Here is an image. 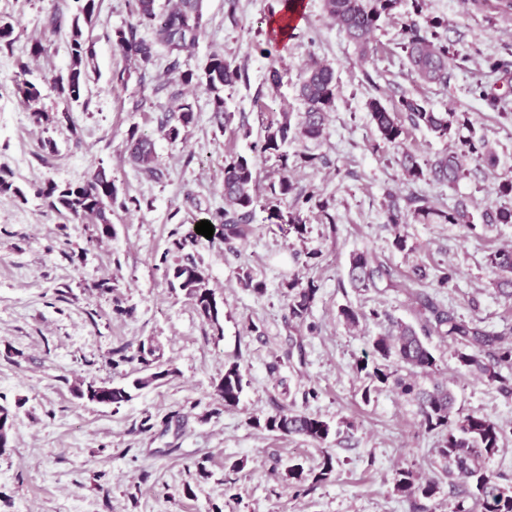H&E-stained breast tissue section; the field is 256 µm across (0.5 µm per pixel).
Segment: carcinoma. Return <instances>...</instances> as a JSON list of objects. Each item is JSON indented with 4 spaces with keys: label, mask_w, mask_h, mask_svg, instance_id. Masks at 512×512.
Returning a JSON list of instances; mask_svg holds the SVG:
<instances>
[{
    "label": "carcinoma",
    "mask_w": 512,
    "mask_h": 512,
    "mask_svg": "<svg viewBox=\"0 0 512 512\" xmlns=\"http://www.w3.org/2000/svg\"><path fill=\"white\" fill-rule=\"evenodd\" d=\"M76 14L72 21L68 41L69 65L66 72L55 76L53 89L69 106L78 105L88 93L94 59L92 44L83 37L81 24H93L99 15V0H75ZM403 0H324L328 16L336 27L356 47L360 57L366 58L372 51L371 39L381 19L392 14ZM132 15L136 23L127 29L115 31L114 45L119 52L137 61L146 70L154 65V45L163 46L170 55H178L195 44L205 33V17L202 0H174L168 8H161L157 0H133ZM141 25L152 28L153 41L137 37L136 29ZM447 22L434 17L422 28L415 21L405 24L402 30L400 49L404 53L409 72L425 84H446L453 69H463L469 55L460 53L448 44L441 30ZM486 68L497 76L498 85L475 84L473 93L487 109L502 116L507 112V93L499 89L512 88V60L491 58ZM28 65H19L17 87L24 102L32 107L35 123H52L57 118L36 107L42 94L39 86L26 79ZM243 77L240 65L224 57L219 50L210 52L194 70L182 73V83L195 85L211 97L214 119L221 125H228L232 115L224 110V89L235 86ZM299 97L303 112L296 121L288 115L272 121L264 127L260 139L252 144V152L258 155L274 154L281 161L278 180L267 189V221L277 226L288 224V230L298 238L307 233L303 211L317 209L331 234H336V217L329 212L330 204L321 199L315 188L308 192L294 193L295 187L288 165L290 144L306 145L324 138L326 118L333 111L338 85L334 69L318 59H311L304 70L299 84ZM371 123L378 134L372 150L380 151L385 146L398 150L396 163L404 179L409 183L429 180L442 185L454 186L466 176L468 165L476 163L489 170L498 166L499 158L495 148L483 135L477 134L469 114L466 112H437L427 102L413 96L403 95L388 105L377 97L366 103ZM170 116L164 129L171 141L180 138L182 131L195 124L196 113L193 105L182 96L171 98ZM422 128L442 141H452L451 150L422 160L416 153L403 148L408 127ZM468 135H460L461 130ZM127 145L130 159L137 165L140 176L148 180H159L163 172L155 163L153 141L140 132L135 125L127 131ZM256 177L254 163L250 158L233 154L224 160V208L216 210L209 217L214 226V236L225 241L244 239L250 232L249 219L255 202ZM0 195L23 198V190L17 186L10 172L0 168ZM37 197L47 206L74 220L90 217L103 236L112 235L113 208H127V200H118L117 188L112 176L103 167L97 168L90 179L81 183L59 185L48 183L36 190ZM288 205L283 212L282 205ZM386 223L396 228L392 246L399 252H411L407 235L398 231L403 224H460L469 231L477 223L512 224V203L489 208L480 216L469 210L467 203L459 201L452 207H436L425 199L411 195L405 205L389 196L384 208ZM171 247L167 253L176 255L173 264L166 269L171 284L178 286L190 299L205 321L216 330H221L220 307L215 294L209 288L206 269L189 254H183L187 246L196 245L203 235L195 227L187 232L171 233ZM487 263L494 279L495 292L505 300L512 301V248H499L488 255ZM455 271L449 267L432 269L417 265L403 282H394L390 270L365 251L351 254L347 268L350 283L364 291L375 290L379 283L386 282L388 288H398L414 297L416 324L395 322V333L374 336L369 351L356 359L354 368L365 373L368 384L361 392V400L368 404L372 395L385 388L411 397L417 404L419 427L426 433L439 436L438 448L434 449L442 472L448 476L458 475L469 486V497L473 505L463 501L455 503L453 512H512V485L500 484L488 462L500 451L507 439L505 426L478 413H465L457 408V400L448 386L439 382L425 389L418 383L421 376H433L438 372L429 339L436 336L450 342L458 369L478 375L484 382L495 385L505 393H512V342L506 341L505 334L487 329L482 321L464 319L444 305L437 294L425 291L414 292L412 286L430 281L436 288H446L454 278ZM288 289V310L298 327L313 329L307 323L315 302L319 285L309 279L302 283L297 279L286 282ZM375 310L365 312L360 308L344 306L339 317L346 326L355 328L360 321L376 318ZM153 342L141 343L135 359L141 364L139 376L122 384L100 383L95 379H81L72 388L74 396L115 410L131 401L137 392L149 387H160L175 374L172 368H165L156 355ZM245 375L240 364L233 362L224 367V375L215 386V395L224 407L239 404L244 390ZM14 415L6 405H0V455L10 448ZM247 424L256 429L275 432L283 437L298 436L321 449L318 464L307 468L299 462H291L284 471L283 480L297 490L306 485L311 487L330 481L336 473L338 461L327 449L329 438L340 433L320 414L308 409L278 408L271 414H254ZM393 494L408 501L424 500L433 502L441 490L437 478H424L411 468H398L391 479Z\"/></svg>",
    "instance_id": "carcinoma-1"
}]
</instances>
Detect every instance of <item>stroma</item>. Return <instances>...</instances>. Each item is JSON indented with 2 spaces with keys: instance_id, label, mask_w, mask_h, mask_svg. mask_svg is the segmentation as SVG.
<instances>
[{
  "instance_id": "35a3bbf8",
  "label": "stroma",
  "mask_w": 512,
  "mask_h": 512,
  "mask_svg": "<svg viewBox=\"0 0 512 512\" xmlns=\"http://www.w3.org/2000/svg\"><path fill=\"white\" fill-rule=\"evenodd\" d=\"M302 2L301 22L277 43L269 22L281 0H239L232 20L224 0H203L205 34L176 57L158 49L144 72L113 44L116 30L133 24L132 0H101L98 23L83 29L98 79L71 121L38 125L15 75L28 63L42 86V108L63 111L52 80L69 65L76 5L0 0V17H10L15 27L12 46L0 49V168L12 171L26 193L22 199L0 195V404L15 413L11 449L0 456V512H414L410 502L392 496V473L408 466L432 474L437 437L421 431L409 397L385 390L362 403L365 379L354 369L370 337L387 333L394 322H413V301L393 288L356 291L346 270L357 250L386 263L396 281L418 264L450 265L457 275L440 295L447 306L496 331L512 326V302L495 293L487 264L492 250L512 246V224L473 231L408 224L403 232L413 250L401 253L391 246L394 229L383 214L391 193L438 206L463 200L476 212L496 204L495 182L512 178V123L470 89L486 80L485 59L512 48V19L499 17L484 0H424L418 15L404 0L382 20L363 60L327 17L323 0ZM55 15L62 20L57 30L48 24ZM434 17L447 21L449 42L471 58L445 86L416 83L399 47L404 23L414 19L423 26ZM38 41L47 51L35 59L30 49ZM215 49L245 74L224 92V108L233 115L225 127L214 120L207 95L179 80ZM313 57L334 67L339 94L326 138L310 147L320 163L294 167L292 176L298 190L315 187L328 199L337 230L329 232L312 210L304 214L305 238H296L269 224L259 202L247 239L201 240L192 253L224 303L223 329L215 331L169 284L162 259L170 234L223 208L224 157L250 152L243 128L257 136L281 113L302 112L296 88ZM272 65L284 74L274 92L264 82ZM174 92L197 114L176 142L161 128ZM404 94L438 111L468 113L499 155L496 170L471 171L452 188L405 182L395 149L372 151L377 132L366 110L370 98L393 101ZM133 125L154 141L161 180L140 177L129 161L126 138ZM47 139L56 142L57 153L43 150ZM100 167L119 197L136 200L114 209L112 235L105 239L95 225L59 214L34 195L51 181H84ZM247 271L265 282L264 294L244 288ZM294 277L319 285L310 315L314 331L297 328L289 317L284 283ZM118 305L125 314L115 313ZM344 305L375 308L381 316L351 331L338 316ZM146 341L176 369L168 383L141 391L116 411L74 397L76 376L112 383L136 376L133 356ZM120 347L128 359L118 363L112 351ZM431 347L436 379L448 382L458 407L512 423V395L457 370L450 342L435 337ZM297 349L302 357H294ZM230 361L240 364L247 384L238 407L227 410L215 401L213 385ZM433 380L420 384L428 388ZM311 388L318 397L305 400ZM283 406L306 407L334 423L352 421L328 444L340 462L331 482L299 494L282 480L289 462L313 466L320 458L319 449L300 438L248 426L250 415ZM148 415L155 426L145 431L141 422ZM237 460L246 466L235 472Z\"/></svg>"
}]
</instances>
